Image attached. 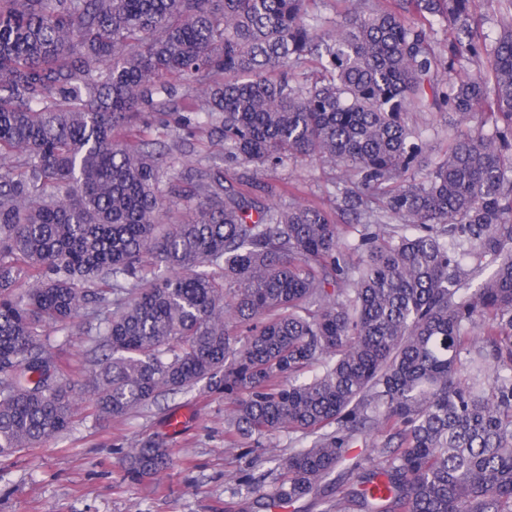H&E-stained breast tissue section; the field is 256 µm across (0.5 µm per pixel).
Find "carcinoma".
Wrapping results in <instances>:
<instances>
[{
	"instance_id": "obj_1",
	"label": "carcinoma",
	"mask_w": 512,
	"mask_h": 512,
	"mask_svg": "<svg viewBox=\"0 0 512 512\" xmlns=\"http://www.w3.org/2000/svg\"><path fill=\"white\" fill-rule=\"evenodd\" d=\"M315 2L0 0V457L85 408L120 420L205 381L228 399L229 446L313 437L271 489L242 480L264 512L339 467L336 512H512V0H485L491 46L475 0H336L334 18ZM430 106L492 132L457 135L418 179L406 114ZM201 134L252 173L213 162L162 183ZM307 158L354 178L357 237L257 181ZM466 257L494 267L473 289ZM90 303L108 354L83 408L42 336ZM364 433L376 470L350 455ZM127 461L139 478L170 467L158 436Z\"/></svg>"
}]
</instances>
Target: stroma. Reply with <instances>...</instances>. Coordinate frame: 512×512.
<instances>
[{
    "label": "stroma",
    "instance_id": "stroma-1",
    "mask_svg": "<svg viewBox=\"0 0 512 512\" xmlns=\"http://www.w3.org/2000/svg\"><path fill=\"white\" fill-rule=\"evenodd\" d=\"M408 122L424 131L433 156L457 131L484 129L480 115L463 119L436 109L409 113ZM338 176L329 164L304 160L267 171L263 179L293 185L302 201L332 208ZM98 327L95 316L85 313L67 329H45L61 379L80 395L87 372L105 353ZM226 410L223 391L201 383L160 396L121 421L80 415L61 439L0 457V512H252L250 502L235 493L239 481L250 475L273 484L280 476L276 459L300 448V436L282 430L229 447ZM178 413L188 420L173 433L168 422ZM148 436L165 439L172 464L158 477L136 481L121 459Z\"/></svg>",
    "mask_w": 512,
    "mask_h": 512
}]
</instances>
